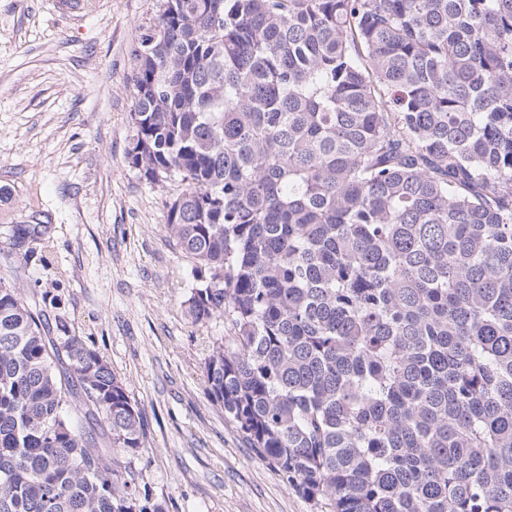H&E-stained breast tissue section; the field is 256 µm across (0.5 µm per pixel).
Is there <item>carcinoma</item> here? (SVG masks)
I'll return each instance as SVG.
<instances>
[{
    "mask_svg": "<svg viewBox=\"0 0 512 512\" xmlns=\"http://www.w3.org/2000/svg\"><path fill=\"white\" fill-rule=\"evenodd\" d=\"M128 164L177 177L212 401L333 512H512V0H163ZM13 224L0 264H49ZM0 277V512H160L139 410Z\"/></svg>",
    "mask_w": 512,
    "mask_h": 512,
    "instance_id": "obj_1",
    "label": "carcinoma"
}]
</instances>
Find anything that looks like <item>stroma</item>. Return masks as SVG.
I'll return each mask as SVG.
<instances>
[{"label": "stroma", "mask_w": 512, "mask_h": 512, "mask_svg": "<svg viewBox=\"0 0 512 512\" xmlns=\"http://www.w3.org/2000/svg\"><path fill=\"white\" fill-rule=\"evenodd\" d=\"M162 0H0V232L53 227L61 313L109 361L142 413L140 483L162 512H332L282 482L208 395L201 365L223 319L188 322L191 265L166 238L176 180L150 184L125 158L132 55Z\"/></svg>", "instance_id": "35a3bbf8"}]
</instances>
